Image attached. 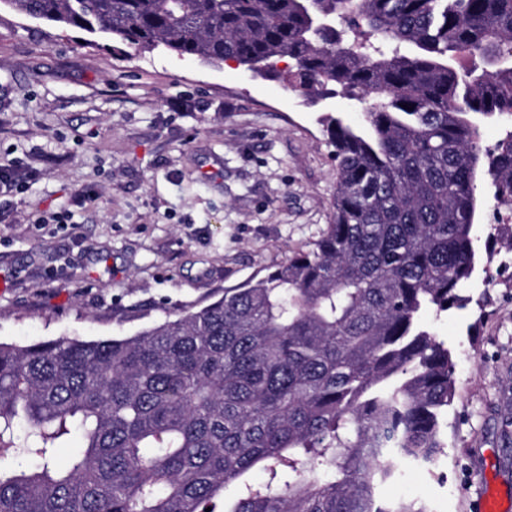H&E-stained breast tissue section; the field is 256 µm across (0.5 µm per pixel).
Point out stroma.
<instances>
[{
  "mask_svg": "<svg viewBox=\"0 0 512 512\" xmlns=\"http://www.w3.org/2000/svg\"><path fill=\"white\" fill-rule=\"evenodd\" d=\"M326 112L364 125L340 96L312 106L234 63L116 55L0 9V165L21 182L0 198V340L129 336L311 247L336 185ZM478 192L466 303L421 317L453 354L445 446L382 489L426 512L512 496V252L486 255L512 226Z\"/></svg>",
  "mask_w": 512,
  "mask_h": 512,
  "instance_id": "1",
  "label": "stroma"
}]
</instances>
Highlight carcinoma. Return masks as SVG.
I'll return each mask as SVG.
<instances>
[{
	"mask_svg": "<svg viewBox=\"0 0 512 512\" xmlns=\"http://www.w3.org/2000/svg\"><path fill=\"white\" fill-rule=\"evenodd\" d=\"M2 4L115 54L340 93L365 124L323 118L336 190L311 249L130 336L0 342V512H205L230 485L224 512H426L379 488L444 447L453 361L420 318L464 305L478 183L512 205V132L483 144L512 115V0Z\"/></svg>",
	"mask_w": 512,
	"mask_h": 512,
	"instance_id": "cac0c4a2",
	"label": "carcinoma"
}]
</instances>
